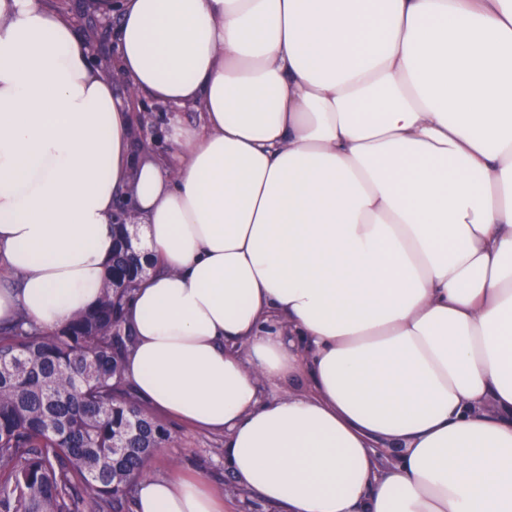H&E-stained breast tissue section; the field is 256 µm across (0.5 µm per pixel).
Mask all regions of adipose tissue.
Listing matches in <instances>:
<instances>
[{
	"label": "adipose tissue",
	"instance_id": "1",
	"mask_svg": "<svg viewBox=\"0 0 512 512\" xmlns=\"http://www.w3.org/2000/svg\"><path fill=\"white\" fill-rule=\"evenodd\" d=\"M134 116L46 0H0V322L95 306L119 193L156 271L123 374L283 512H512V0H96ZM301 376V392L281 393ZM382 444L399 446L396 458ZM135 512H224L204 477ZM136 130L134 147L138 151L143 145L150 144L162 156H168L172 147L167 140L169 121L173 116L186 124L199 122V113L194 108H186L180 112H136Z\"/></svg>",
	"mask_w": 512,
	"mask_h": 512
}]
</instances>
